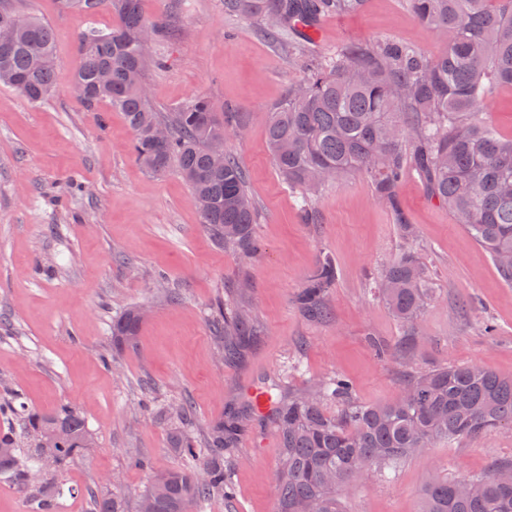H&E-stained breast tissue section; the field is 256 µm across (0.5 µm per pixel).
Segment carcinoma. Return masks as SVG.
Returning <instances> with one entry per match:
<instances>
[{
	"label": "carcinoma",
	"mask_w": 512,
	"mask_h": 512,
	"mask_svg": "<svg viewBox=\"0 0 512 512\" xmlns=\"http://www.w3.org/2000/svg\"><path fill=\"white\" fill-rule=\"evenodd\" d=\"M62 9L93 15L114 13L107 32L91 30L79 42L80 66L74 91L92 107L102 101L124 112L134 132L131 152L154 174L174 169L189 185L203 224L220 248L252 258L260 249L254 233L255 209L238 161L224 154L213 164L209 144L229 127L241 126L228 112L197 98L175 112H160L145 91L153 57L140 54L137 33L147 26L141 0H59ZM365 0H224V10L258 16L271 38L291 33V43L313 41L310 28L325 14L360 12ZM420 21L448 43L436 59L418 47L392 39L350 42L324 63L309 69L270 109L267 144L279 173L296 190L305 218L312 197L333 171L367 176L376 198L396 206L404 174L415 173L428 192L448 207L474 241L497 260L512 255V138L500 136L480 117L482 103L499 86H512V0H409ZM0 85L32 104L55 92L56 34L44 20L23 13L12 0H0ZM402 252L383 270L375 294L417 334L416 321L431 298L428 273L414 248L411 225L396 213ZM336 262L327 253L315 261L295 296L299 312L323 321L325 303L336 287ZM242 284L224 294L213 312L215 341L224 358H241L263 335L262 327L236 298ZM141 323L132 308L112 319V346L121 352L135 343ZM336 402V413L325 411ZM170 424V445L184 463L139 494L151 512H203L214 496H231L224 452L239 445L245 423L233 413L205 429L192 423L187 402L162 403ZM0 415L15 425L0 433V478L25 492L33 512H55L70 492L63 474L82 458L94 437L76 408L63 404L51 412L0 401ZM280 442L273 491L277 512H299L305 503L316 512H343L341 492L397 462L424 452L439 440L477 438L512 426V378L476 365H446L409 376L399 397L364 405L351 398L341 375L299 393L281 392L267 411ZM61 434L51 442L52 424ZM512 470L502 460L479 477L429 478L419 512H512ZM92 512H127L120 496L92 499Z\"/></svg>",
	"instance_id": "1"
}]
</instances>
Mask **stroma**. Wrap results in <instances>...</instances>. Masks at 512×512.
Instances as JSON below:
<instances>
[{
  "mask_svg": "<svg viewBox=\"0 0 512 512\" xmlns=\"http://www.w3.org/2000/svg\"><path fill=\"white\" fill-rule=\"evenodd\" d=\"M17 3L57 34V92L31 105L0 85V399L41 412L67 403L87 418L96 445L66 474L72 493L57 512H91L94 492L135 503L153 475L180 466L167 426L138 407L151 395L190 400L203 429L243 406L256 386L298 393L339 374L356 400L380 404L400 394L410 373L448 364L512 377V285L416 175L400 182L394 209L375 197L367 177L348 175L322 189L313 223L305 222L266 140L269 109L303 70L259 19L225 11L224 0L142 2L145 18L163 31L147 79L156 109L204 98L215 111L242 115L224 148L246 173L257 216L262 250L246 259L214 246L179 174L154 175L135 161L123 112L106 102L87 107L73 92L80 34L109 29L116 16L67 13L58 0ZM383 38L432 58L447 48L408 0H366L359 13L321 17L313 49L328 55ZM400 214L417 231L433 286L410 341L373 294L400 250ZM323 251L339 278L327 296L328 319L314 322L300 315L294 296ZM241 280L249 285L244 304L264 334L238 363L221 360L212 313ZM170 291L176 300L167 299ZM135 305L150 309L137 345L114 353L112 318ZM378 344L393 357L378 358ZM132 450L149 469L130 464ZM278 454L273 425L252 416L225 460L232 499L213 498L203 512H276ZM505 459H512L508 426L440 442L402 461L391 477L372 475L344 494V512H417L429 477L484 475Z\"/></svg>",
  "mask_w": 512,
  "mask_h": 512,
  "instance_id": "stroma-1",
  "label": "stroma"
}]
</instances>
